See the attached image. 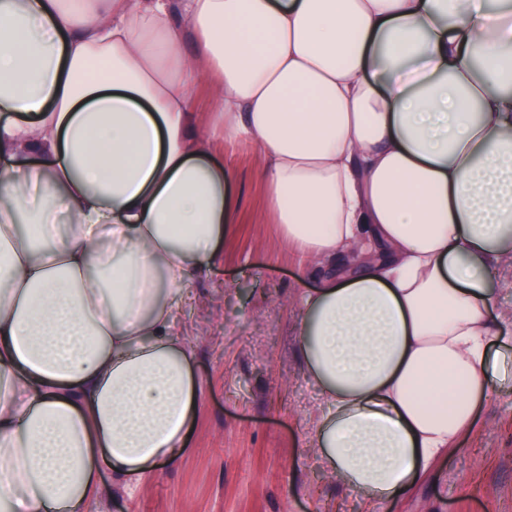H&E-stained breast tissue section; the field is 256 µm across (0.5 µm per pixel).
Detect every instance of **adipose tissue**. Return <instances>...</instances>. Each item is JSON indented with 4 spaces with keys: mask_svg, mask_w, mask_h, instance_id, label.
Masks as SVG:
<instances>
[{
    "mask_svg": "<svg viewBox=\"0 0 512 512\" xmlns=\"http://www.w3.org/2000/svg\"><path fill=\"white\" fill-rule=\"evenodd\" d=\"M204 74L305 261L325 477L381 512L512 380V0H0V512H90L102 470L183 453L175 310L236 205ZM191 98L194 104L193 119L196 127L203 133L212 134L217 103L208 78L203 77L200 80L191 91Z\"/></svg>",
    "mask_w": 512,
    "mask_h": 512,
    "instance_id": "obj_1",
    "label": "adipose tissue"
}]
</instances>
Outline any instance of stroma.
<instances>
[{
	"instance_id": "obj_1",
	"label": "stroma",
	"mask_w": 512,
	"mask_h": 512,
	"mask_svg": "<svg viewBox=\"0 0 512 512\" xmlns=\"http://www.w3.org/2000/svg\"><path fill=\"white\" fill-rule=\"evenodd\" d=\"M235 172V222L223 262L194 281L176 312L192 328L204 403L180 461L143 483L101 479L96 512H361L353 492L325 479L307 436L326 407L297 354L299 257L267 218L257 146L214 139ZM383 512H512V391L479 414L429 479Z\"/></svg>"
}]
</instances>
